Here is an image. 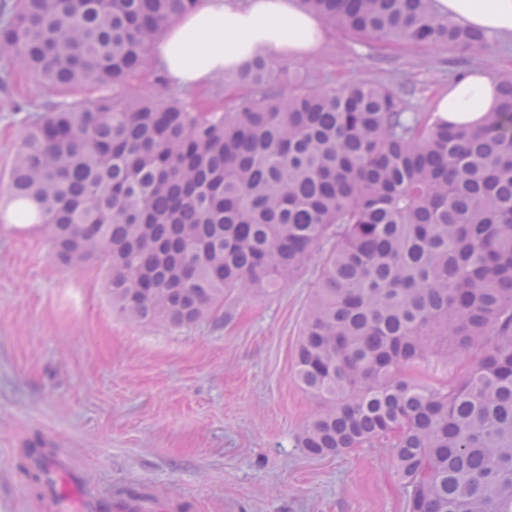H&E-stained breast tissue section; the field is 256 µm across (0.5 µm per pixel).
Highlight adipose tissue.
Segmentation results:
<instances>
[{"label": "adipose tissue", "mask_w": 512, "mask_h": 512, "mask_svg": "<svg viewBox=\"0 0 512 512\" xmlns=\"http://www.w3.org/2000/svg\"><path fill=\"white\" fill-rule=\"evenodd\" d=\"M456 22L512 37V0H434ZM320 19L298 0H197L172 22L153 49V63L170 85L191 89L257 56H316ZM496 81L482 69L452 83L436 110L451 123L476 124L496 106Z\"/></svg>", "instance_id": "adipose-tissue-1"}]
</instances>
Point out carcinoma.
Instances as JSON below:
<instances>
[{
  "mask_svg": "<svg viewBox=\"0 0 512 512\" xmlns=\"http://www.w3.org/2000/svg\"><path fill=\"white\" fill-rule=\"evenodd\" d=\"M195 2L12 0L0 50L57 100H8L11 198L42 215L54 259L108 264L121 314L174 328L223 320L330 245L295 352L320 402L300 447L384 440L410 512H512V72L478 127L418 110L403 82L285 89L262 56L205 112L126 92ZM432 2L300 6L372 49L445 47L461 66L497 42ZM470 351L449 388L407 375Z\"/></svg>",
  "mask_w": 512,
  "mask_h": 512,
  "instance_id": "obj_1",
  "label": "carcinoma"
}]
</instances>
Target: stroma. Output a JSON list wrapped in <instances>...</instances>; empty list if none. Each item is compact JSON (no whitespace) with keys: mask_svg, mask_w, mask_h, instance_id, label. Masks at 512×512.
Wrapping results in <instances>:
<instances>
[{"mask_svg":"<svg viewBox=\"0 0 512 512\" xmlns=\"http://www.w3.org/2000/svg\"><path fill=\"white\" fill-rule=\"evenodd\" d=\"M388 57L336 30L318 58L290 59V77H406L426 110L451 82L446 48ZM21 136L0 108V512H409L385 442L327 460L298 446L318 408L292 372L321 256L221 322L130 321L107 265L62 266L46 231L11 223ZM474 361L432 356L412 376L443 389Z\"/></svg>","mask_w":512,"mask_h":512,"instance_id":"1","label":"stroma"}]
</instances>
